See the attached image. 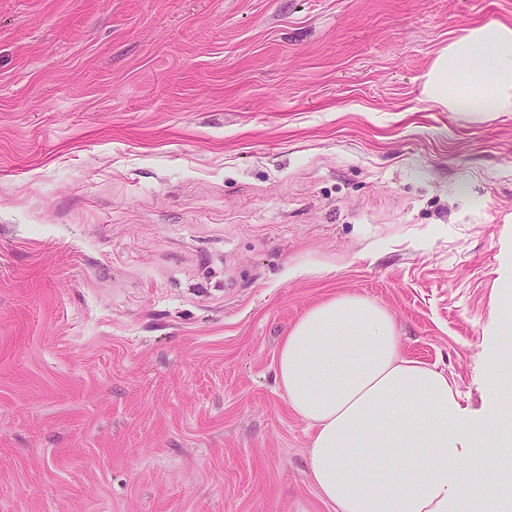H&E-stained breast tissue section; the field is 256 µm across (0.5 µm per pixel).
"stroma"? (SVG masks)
I'll return each mask as SVG.
<instances>
[{
  "label": "stroma",
  "instance_id": "35a3bbf8",
  "mask_svg": "<svg viewBox=\"0 0 512 512\" xmlns=\"http://www.w3.org/2000/svg\"><path fill=\"white\" fill-rule=\"evenodd\" d=\"M491 17L512 0H0V512H333L275 357L341 293L500 411L512 112L423 93Z\"/></svg>",
  "mask_w": 512,
  "mask_h": 512
}]
</instances>
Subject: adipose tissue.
I'll return each instance as SVG.
<instances>
[{"instance_id": "1", "label": "adipose tissue", "mask_w": 512, "mask_h": 512, "mask_svg": "<svg viewBox=\"0 0 512 512\" xmlns=\"http://www.w3.org/2000/svg\"><path fill=\"white\" fill-rule=\"evenodd\" d=\"M424 92L450 112H512V25L491 19L451 39ZM275 369L333 512H453L507 460L500 417L471 419L446 372L405 358L375 300L342 293L310 307Z\"/></svg>"}]
</instances>
